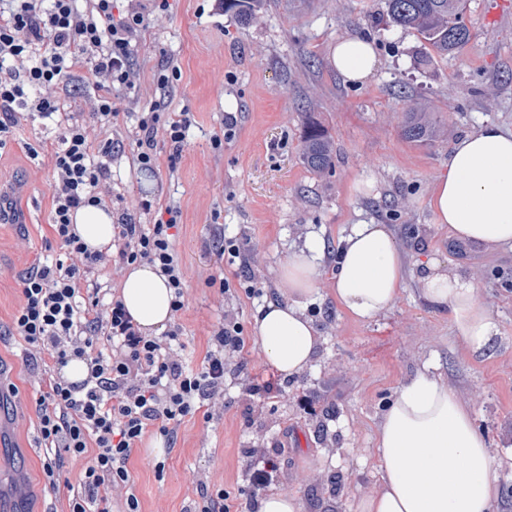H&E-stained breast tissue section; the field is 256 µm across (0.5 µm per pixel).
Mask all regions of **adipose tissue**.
<instances>
[{
  "instance_id": "obj_1",
  "label": "adipose tissue",
  "mask_w": 512,
  "mask_h": 512,
  "mask_svg": "<svg viewBox=\"0 0 512 512\" xmlns=\"http://www.w3.org/2000/svg\"><path fill=\"white\" fill-rule=\"evenodd\" d=\"M329 61L345 83L365 80L376 66L372 42L337 40ZM431 207L438 224L455 240L486 249L512 250V132L494 123L459 139L437 178ZM73 225L93 249L112 244V212L78 210ZM322 245L308 238L283 268L284 302L262 307L254 333L267 362L294 378L309 367L319 337L303 307L318 291ZM333 278L337 305L358 321L390 309L405 280V264L385 224H355L343 238ZM425 300L447 311L457 336L474 352L489 347L498 326L469 280L435 259L421 276ZM121 298L146 335L164 330L172 318L171 291L147 264L129 266ZM376 447L380 485L356 512H494L497 496L492 460L470 410L447 386L427 374L403 385L383 413Z\"/></svg>"
}]
</instances>
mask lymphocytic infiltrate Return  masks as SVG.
Instances as JSON below:
<instances>
[{
  "mask_svg": "<svg viewBox=\"0 0 512 512\" xmlns=\"http://www.w3.org/2000/svg\"><path fill=\"white\" fill-rule=\"evenodd\" d=\"M148 13L145 0H130L119 14L112 0H0V150L22 121L54 119L76 87L93 91L89 111L68 118L50 154L51 228L63 255L20 275L21 302L7 329L27 344L34 366L53 374L37 400V418L46 485L68 492L63 512H140L127 464L144 435L174 441L187 417L223 398L227 356L246 352L243 328L230 320L214 331L200 364L187 367L180 326L161 337L145 335L120 297L101 295L102 269L148 264L172 288L173 312L183 309V272L171 235L177 206L147 226L122 213L103 250L89 249L73 228L74 211L105 205L112 195L111 134L119 118L112 97L137 79L133 43ZM177 77L171 63L155 74L160 99L127 136L139 168L157 166V138L173 155L182 151L192 113H160ZM74 359L87 365L76 383L61 374ZM88 453L93 459L82 483L62 486L67 465Z\"/></svg>",
  "mask_w": 512,
  "mask_h": 512,
  "instance_id": "obj_1",
  "label": "lymphocytic infiltrate"
}]
</instances>
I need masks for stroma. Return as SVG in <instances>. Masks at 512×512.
Returning a JSON list of instances; mask_svg holds the SVG:
<instances>
[{"label": "stroma", "instance_id": "obj_1", "mask_svg": "<svg viewBox=\"0 0 512 512\" xmlns=\"http://www.w3.org/2000/svg\"><path fill=\"white\" fill-rule=\"evenodd\" d=\"M386 0H267L251 20L214 0H168L142 31L134 52L140 79L114 99L128 131L154 100L153 73L167 61L180 70L167 109L189 110L194 124L178 158L158 142L154 171L126 152L112 161V212L140 216L149 199L173 204L181 220L173 239L184 275L182 326L186 361L205 355L225 316L244 327L246 372L224 376V399L211 418H186L176 445L147 433L128 470L143 512H189L199 484L246 502L248 449L275 451L281 472L271 491L296 493L304 512H354L378 487L379 418L400 387L418 373L441 380L468 407L485 437L499 491L497 512H512V251L487 250L451 238L430 207L438 175L459 138L495 122L512 129V16L486 17L485 0H467L469 43L436 52L420 34L389 23ZM372 39L378 65L349 85L331 67L339 38ZM440 129L427 143L404 138L409 108ZM235 127L221 148L211 137L225 118ZM318 122L336 151L335 167L317 173L304 162L303 135ZM60 128L37 119L17 127L0 153V192L22 216L0 222V325L19 304L17 276L60 248L49 226L52 171L47 156ZM371 180V192L358 182ZM386 224L407 275L395 305L373 320H352L336 305L331 275L351 225ZM236 238L242 257L225 265L230 280L257 274L264 294L223 292L215 273L217 232ZM323 242L319 295L304 307L320 335L310 368L288 379L267 363L254 336L258 310L287 298L279 277L309 237ZM435 258L464 272L498 324L488 349L469 351L448 315L420 294L421 263ZM24 341L0 335V512H60L44 489L36 400L42 384ZM274 382L254 394L250 380Z\"/></svg>", "mask_w": 512, "mask_h": 512}]
</instances>
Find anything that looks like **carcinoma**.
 Returning <instances> with one entry per match:
<instances>
[{"mask_svg":"<svg viewBox=\"0 0 512 512\" xmlns=\"http://www.w3.org/2000/svg\"><path fill=\"white\" fill-rule=\"evenodd\" d=\"M264 0H224V10L250 20ZM464 0H387L389 21L405 29L416 30L441 54L453 53L466 45L471 34L460 23ZM411 142H427L436 136V126L420 112H408L402 128ZM303 158L315 172H329L335 166L331 140L320 125L311 122L303 145Z\"/></svg>","mask_w":512,"mask_h":512,"instance_id":"carcinoma-1","label":"carcinoma"}]
</instances>
